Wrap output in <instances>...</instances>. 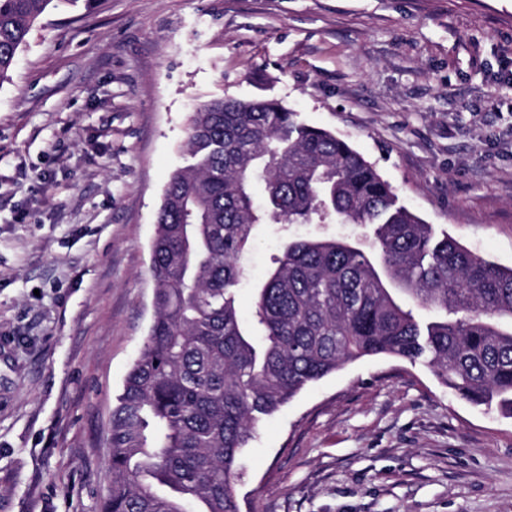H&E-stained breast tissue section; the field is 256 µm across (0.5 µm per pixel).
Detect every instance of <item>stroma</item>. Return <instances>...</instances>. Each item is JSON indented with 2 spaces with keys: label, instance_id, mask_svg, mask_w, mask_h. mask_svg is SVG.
I'll return each instance as SVG.
<instances>
[{
  "label": "stroma",
  "instance_id": "1",
  "mask_svg": "<svg viewBox=\"0 0 512 512\" xmlns=\"http://www.w3.org/2000/svg\"><path fill=\"white\" fill-rule=\"evenodd\" d=\"M216 97L280 100L512 267V0H61L0 82V512H99L156 213ZM244 461L240 512H512V417L398 358L307 386Z\"/></svg>",
  "mask_w": 512,
  "mask_h": 512
}]
</instances>
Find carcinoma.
Segmentation results:
<instances>
[{
  "mask_svg": "<svg viewBox=\"0 0 512 512\" xmlns=\"http://www.w3.org/2000/svg\"><path fill=\"white\" fill-rule=\"evenodd\" d=\"M53 2L0 0V81ZM187 155L159 208L154 318L112 407L100 512H240L257 424L367 357L424 363L512 416V268L434 240L346 140L277 99H211L191 116ZM269 223L372 234L286 238L245 319L242 258Z\"/></svg>",
  "mask_w": 512,
  "mask_h": 512,
  "instance_id": "1",
  "label": "carcinoma"
}]
</instances>
